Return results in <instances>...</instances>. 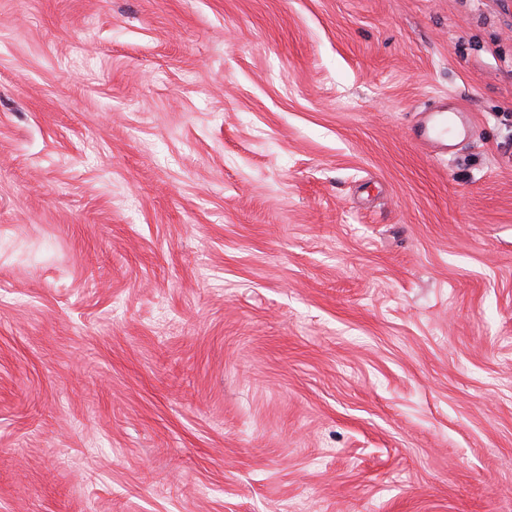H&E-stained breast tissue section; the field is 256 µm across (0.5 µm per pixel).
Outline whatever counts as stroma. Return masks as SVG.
I'll use <instances>...</instances> for the list:
<instances>
[{
    "label": "stroma",
    "mask_w": 512,
    "mask_h": 512,
    "mask_svg": "<svg viewBox=\"0 0 512 512\" xmlns=\"http://www.w3.org/2000/svg\"><path fill=\"white\" fill-rule=\"evenodd\" d=\"M0 512H512V0H0ZM463 111L457 104L450 110L445 107L441 111L431 113L429 121L415 129L418 143L423 147L434 144L448 146L445 140L448 139V125H454L448 116L449 113H461ZM446 138V139H445Z\"/></svg>",
    "instance_id": "obj_1"
}]
</instances>
